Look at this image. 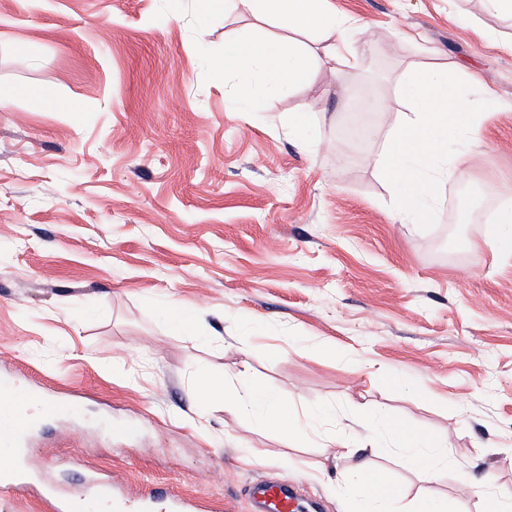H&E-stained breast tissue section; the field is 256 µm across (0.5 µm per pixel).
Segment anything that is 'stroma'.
Masks as SVG:
<instances>
[{"label":"stroma","mask_w":512,"mask_h":512,"mask_svg":"<svg viewBox=\"0 0 512 512\" xmlns=\"http://www.w3.org/2000/svg\"><path fill=\"white\" fill-rule=\"evenodd\" d=\"M369 22L358 74L325 62L299 92L229 108L210 67L242 37L288 38L247 12L201 24L195 0H0V93L50 89L0 112V381L79 392L37 427L23 460L79 450L129 493L166 484L222 512H254L258 479L285 480L305 512H341L336 480L358 462L453 512H478L487 479L512 490V255L481 241L512 198V36L484 0H332ZM410 34L400 44L396 32ZM479 73L498 101L482 143L455 164L427 230L392 221L372 159L417 70ZM308 117L307 148L284 127ZM196 309L186 333L169 303ZM287 347L278 362L269 347ZM206 371L346 423L387 411L444 437L457 463L426 481L407 458L346 457L316 432L296 443L259 418L199 406ZM27 98L37 99L44 108L49 110L56 109L65 110L68 112H74L76 110V107L73 104L64 103L60 101L54 94H52L47 89H33L24 86L17 87L8 94L0 95V109H3L6 106L10 105L15 99Z\"/></svg>","instance_id":"1"}]
</instances>
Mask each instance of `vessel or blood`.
<instances>
[{
    "instance_id": "obj_1",
    "label": "vessel or blood",
    "mask_w": 512,
    "mask_h": 512,
    "mask_svg": "<svg viewBox=\"0 0 512 512\" xmlns=\"http://www.w3.org/2000/svg\"><path fill=\"white\" fill-rule=\"evenodd\" d=\"M55 403H40L20 390L10 387L0 395V448L23 447L32 428V416L37 412H51ZM38 487L42 501L52 512H109L114 502H121L123 512H195L194 498L178 491L160 490L149 497L118 496L110 477L98 468L87 469L78 491L60 489L48 482H38L23 463H16L10 471L0 472V496L10 497L29 487ZM252 495L259 499L265 512H295V497L287 483L259 481L252 487Z\"/></svg>"
}]
</instances>
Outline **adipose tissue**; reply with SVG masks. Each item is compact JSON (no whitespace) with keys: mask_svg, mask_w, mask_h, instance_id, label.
Instances as JSON below:
<instances>
[{"mask_svg":"<svg viewBox=\"0 0 512 512\" xmlns=\"http://www.w3.org/2000/svg\"><path fill=\"white\" fill-rule=\"evenodd\" d=\"M237 9L260 19H268L289 31L315 32V47H306L295 39L246 41L237 45L232 62L223 57L211 58V70L235 86L233 102L247 110L255 77H263L273 89L298 88L326 60H342L350 74H357L365 58L364 48L355 46L353 37L367 31L368 25L359 17L336 12L331 0H234ZM200 404L223 397L224 405L243 415L256 414L269 426L281 431L285 438L305 435L310 414L297 410L278 393L251 386L228 389L222 382L205 378L192 386ZM359 423L370 436H387L395 448L407 453L413 464L427 475H435L448 463L446 443L427 438L415 429L389 415L364 414ZM375 473L363 468L351 475L340 487V496L347 512H438L435 497L426 491L408 495L390 484L370 490L368 481Z\"/></svg>","mask_w":512,"mask_h":512,"instance_id":"1","label":"adipose tissue"}]
</instances>
